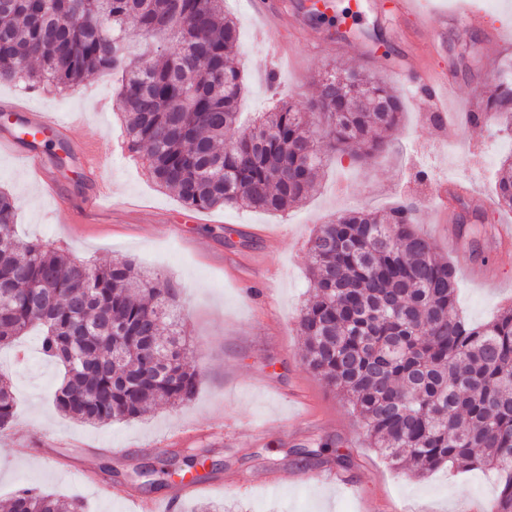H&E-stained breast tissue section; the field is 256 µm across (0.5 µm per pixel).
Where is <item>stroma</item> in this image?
<instances>
[{
	"instance_id": "1",
	"label": "stroma",
	"mask_w": 512,
	"mask_h": 512,
	"mask_svg": "<svg viewBox=\"0 0 512 512\" xmlns=\"http://www.w3.org/2000/svg\"><path fill=\"white\" fill-rule=\"evenodd\" d=\"M262 2L282 12V25H299L322 45L313 51L306 41L296 42L276 88H269L263 76L268 60L255 40L248 0H224L225 14L240 31L245 118L282 101L303 109L314 79L336 61L379 76L404 102L401 128L389 150L364 162L332 158L308 198L283 213L224 207L201 211L200 223L190 222L191 208L159 188L127 151L113 109L119 81L111 73L89 76L78 95L0 84V97L23 93L37 108L78 114L73 138L98 153L112 185L111 208L99 210L93 223L69 224L59 199L41 190L26 162L0 150V190L16 200L18 237L48 243L76 260L103 264L126 258L177 283L201 374L190 402L92 426L57 411L53 393L61 372L41 354L38 337L0 349V370L11 378L17 400L7 437L0 439V508L20 487L37 486L80 499L84 512H133L128 496L156 498L176 491L164 472L181 466L191 452L205 459L201 476L210 487L184 497L180 512H198L208 502L233 512H488L497 493L491 473L441 469L417 477L390 467L369 448L350 406L305 366L297 317L309 298L311 261L304 248L309 234L339 212L383 210L408 201L437 253L454 264L458 302L467 318L475 324L491 320L512 301V246L500 248L480 232L458 235L448 213L437 212V193L453 180L471 194L491 196L492 176L512 154V133L493 129L477 135L466 127L457 138H444L434 113L413 107L409 82L392 63L424 40L395 16L377 17L375 0H363L355 35L342 49L331 28L309 12L308 0ZM478 7L481 17L446 30L436 54L422 60L424 70L447 69L456 99L473 107L496 84L490 60L502 49L491 30L512 29V0H479ZM369 44L380 48L377 58H366ZM476 135L484 148L474 162L467 142ZM60 156L65 165L57 164ZM46 165L62 197L79 203L92 194L66 143L48 146ZM422 167L429 180L418 179ZM485 264L495 268L489 284L471 274ZM188 425L197 427L196 435L169 442V435ZM15 444L41 452V459L32 465L6 460L7 448ZM332 447L345 455V463L329 455ZM70 466L108 484L112 498H100L64 476ZM146 469L158 470L156 484L145 483ZM275 477L281 483L269 489Z\"/></svg>"
}]
</instances>
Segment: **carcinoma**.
Here are the masks:
<instances>
[{"instance_id": "1", "label": "carcinoma", "mask_w": 512, "mask_h": 512, "mask_svg": "<svg viewBox=\"0 0 512 512\" xmlns=\"http://www.w3.org/2000/svg\"><path fill=\"white\" fill-rule=\"evenodd\" d=\"M167 51L134 63L129 24ZM239 31L224 0H0V83L74 92L91 74L121 70L117 108L127 150L153 181L197 209L285 211L315 187L332 151L377 155L399 131L403 103L369 72L335 65L307 111L283 104L251 127L239 121ZM471 125L512 129V56ZM512 210V155L494 186ZM15 200L0 191V346L31 330L62 369L56 408L96 425L191 401L199 373L168 280L129 259L69 260L14 232ZM314 298L298 317L304 363L357 415L396 468L493 471L491 512H512V304L475 326L456 306V270L415 226L414 210L344 213L307 241ZM15 416L0 374V430ZM8 512H84L37 487Z\"/></svg>"}]
</instances>
